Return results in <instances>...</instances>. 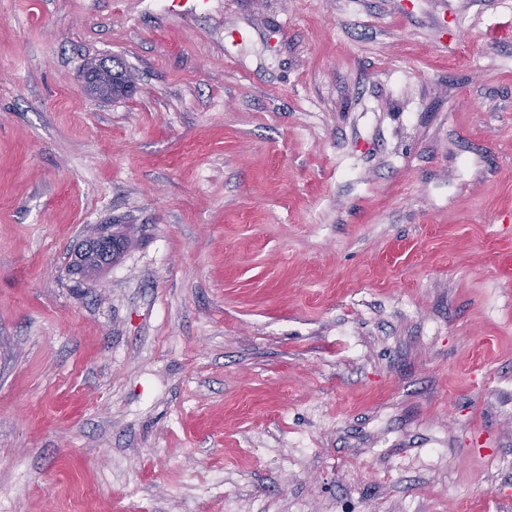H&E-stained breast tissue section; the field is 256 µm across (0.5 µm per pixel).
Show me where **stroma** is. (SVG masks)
<instances>
[{
	"label": "stroma",
	"mask_w": 512,
	"mask_h": 512,
	"mask_svg": "<svg viewBox=\"0 0 512 512\" xmlns=\"http://www.w3.org/2000/svg\"><path fill=\"white\" fill-rule=\"evenodd\" d=\"M171 2L0 0V512H512V0ZM83 243L81 247L79 248L75 261L73 262L72 269L75 274L81 275L82 277H85L83 273L85 270L93 267L97 260L101 264H106L110 261L112 257V249H100V253L98 258H96L95 255L92 254V252H88L83 249ZM126 248V247H125ZM125 248L115 253L114 257H112V263L116 261L120 255L124 252Z\"/></svg>",
	"instance_id": "1"
}]
</instances>
